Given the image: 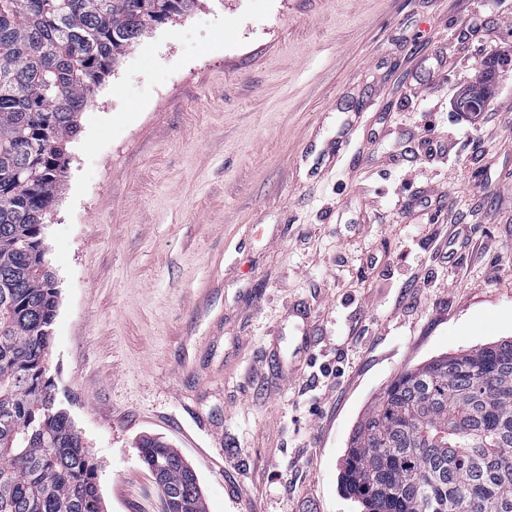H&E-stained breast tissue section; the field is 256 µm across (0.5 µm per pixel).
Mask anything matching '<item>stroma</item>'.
I'll return each instance as SVG.
<instances>
[{"label":"stroma","instance_id":"1","mask_svg":"<svg viewBox=\"0 0 512 512\" xmlns=\"http://www.w3.org/2000/svg\"><path fill=\"white\" fill-rule=\"evenodd\" d=\"M508 35L512 0H195L118 59L44 229L106 512H162L144 436L206 512H355L385 386L512 338V72L454 108Z\"/></svg>","mask_w":512,"mask_h":512}]
</instances>
